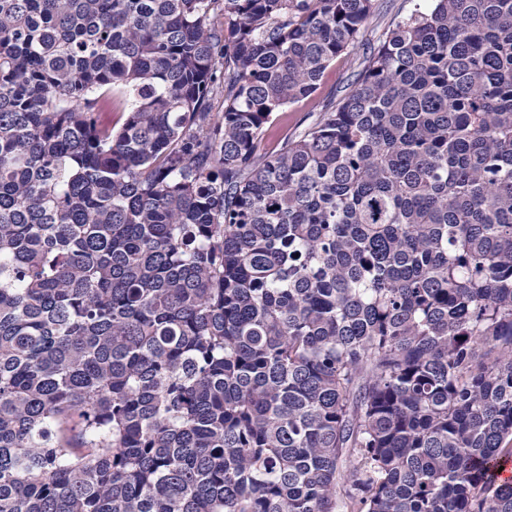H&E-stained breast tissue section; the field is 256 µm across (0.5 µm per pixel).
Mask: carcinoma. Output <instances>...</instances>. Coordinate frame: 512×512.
I'll return each instance as SVG.
<instances>
[{"mask_svg":"<svg viewBox=\"0 0 512 512\" xmlns=\"http://www.w3.org/2000/svg\"><path fill=\"white\" fill-rule=\"evenodd\" d=\"M426 2L268 148L377 0H0V512H512V0ZM361 54V51H357L337 57L326 70L317 93L309 99L290 105L271 127L267 142L275 144L286 135H295L312 122L319 112H324L331 103H338L349 91L347 88L351 85L354 74L361 69Z\"/></svg>","mask_w":512,"mask_h":512,"instance_id":"cac0c4a2","label":"carcinoma"}]
</instances>
